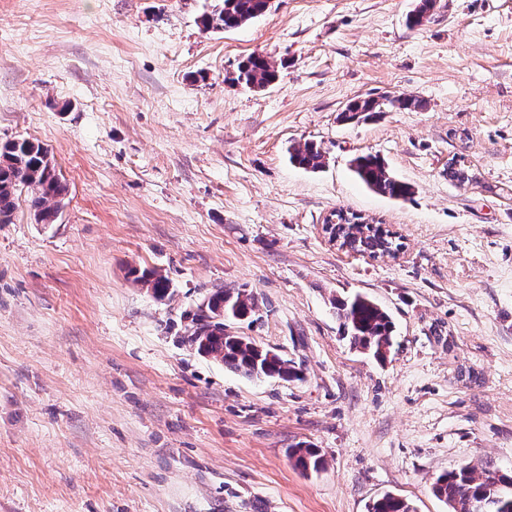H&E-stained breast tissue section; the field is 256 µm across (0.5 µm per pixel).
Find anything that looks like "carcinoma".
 Returning <instances> with one entry per match:
<instances>
[{"instance_id":"carcinoma-1","label":"carcinoma","mask_w":512,"mask_h":512,"mask_svg":"<svg viewBox=\"0 0 512 512\" xmlns=\"http://www.w3.org/2000/svg\"><path fill=\"white\" fill-rule=\"evenodd\" d=\"M223 6L204 16L207 28L226 31L237 29L267 13V0H221ZM433 0H418L407 18L411 28L419 27L432 17ZM278 79V68L263 55H251L238 66L236 80L249 88L273 85ZM421 106L418 99L407 96L366 97L352 100L343 111L347 121L368 119L388 109L415 110ZM290 161L299 167L319 171L326 158L321 146L311 142L290 153ZM353 172L368 189L390 199L408 201L414 194L409 183L397 178L388 164L376 155H359L352 160ZM26 188L31 193V204L37 220L44 224L55 221L65 196L62 182L48 151L38 142L27 139L0 144V223L5 224L15 207V195ZM330 235L339 247L349 251L384 253L398 248L393 240L383 237L379 229L351 221L331 226ZM136 280L151 288L163 298L171 291L170 281L154 272L144 271ZM208 306L224 308V319L242 321L256 310L254 295L239 288H216L205 296ZM336 315L344 335L350 343L376 359H383L393 346L394 324L380 305L355 294L338 299ZM183 341L197 351L224 363L225 366L250 378L299 379L300 373L293 361L279 354H270L244 336L215 333L202 308L192 314L191 325ZM297 467L318 471L325 460L318 449L298 444L291 450ZM434 495L443 501L449 512H512V475L494 465L481 473L463 464L452 471L438 475L433 483ZM367 512H414L405 499L387 494L369 504Z\"/></svg>"}]
</instances>
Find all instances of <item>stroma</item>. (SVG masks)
Masks as SVG:
<instances>
[{
  "label": "stroma",
  "mask_w": 512,
  "mask_h": 512,
  "mask_svg": "<svg viewBox=\"0 0 512 512\" xmlns=\"http://www.w3.org/2000/svg\"><path fill=\"white\" fill-rule=\"evenodd\" d=\"M220 3L0 0V144L38 141L68 187L54 223L25 190L0 223V512H366L386 493L448 512L439 474L512 471V0H436L416 28L415 0H277L204 28ZM254 53L279 68L264 90L236 80ZM398 95L421 108L341 118ZM311 141L315 173L289 161ZM366 153L411 200L355 179ZM338 209L401 250H341ZM225 285L257 301L231 331L302 380L184 343ZM355 293L395 323L385 361L341 334L332 301ZM300 443L322 469L296 467Z\"/></svg>",
  "instance_id": "1"
}]
</instances>
